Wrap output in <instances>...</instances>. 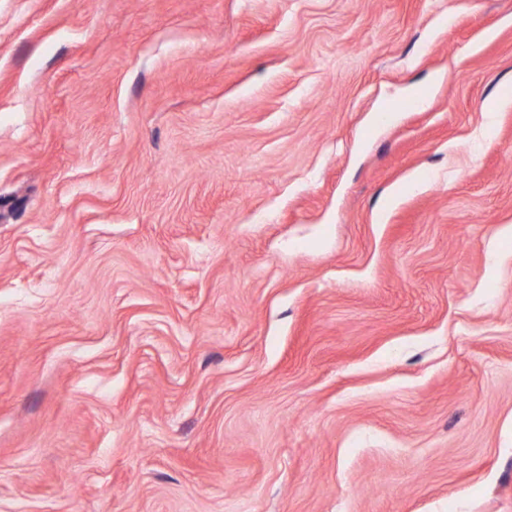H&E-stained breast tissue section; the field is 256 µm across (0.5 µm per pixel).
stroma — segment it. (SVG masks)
<instances>
[{"mask_svg": "<svg viewBox=\"0 0 512 512\" xmlns=\"http://www.w3.org/2000/svg\"><path fill=\"white\" fill-rule=\"evenodd\" d=\"M0 512H512V0H0Z\"/></svg>", "mask_w": 512, "mask_h": 512, "instance_id": "1", "label": "stroma"}]
</instances>
